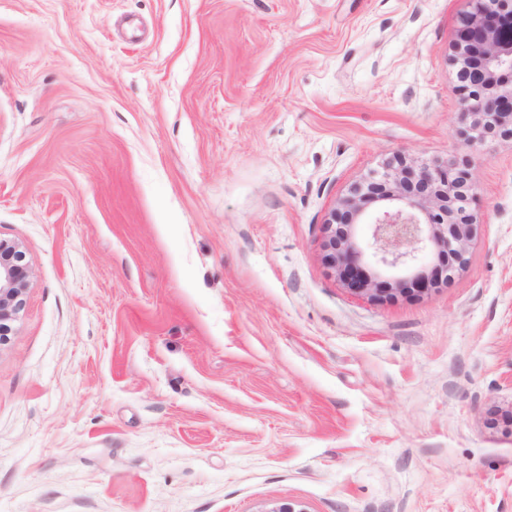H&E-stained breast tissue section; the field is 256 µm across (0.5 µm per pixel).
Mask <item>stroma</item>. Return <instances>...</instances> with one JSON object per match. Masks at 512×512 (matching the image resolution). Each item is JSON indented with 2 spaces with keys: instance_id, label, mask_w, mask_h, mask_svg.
<instances>
[{
  "instance_id": "1",
  "label": "stroma",
  "mask_w": 512,
  "mask_h": 512,
  "mask_svg": "<svg viewBox=\"0 0 512 512\" xmlns=\"http://www.w3.org/2000/svg\"><path fill=\"white\" fill-rule=\"evenodd\" d=\"M463 0H0V512H512V139ZM467 165L449 282L342 287L324 224ZM463 2L453 44L455 64L464 66L458 107L474 139L486 140L512 122V1ZM486 117L493 122L482 126ZM23 252L15 244L0 241V334L8 330L22 307L20 298L27 287Z\"/></svg>"
}]
</instances>
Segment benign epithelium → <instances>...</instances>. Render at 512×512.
I'll use <instances>...</instances> for the list:
<instances>
[{
    "mask_svg": "<svg viewBox=\"0 0 512 512\" xmlns=\"http://www.w3.org/2000/svg\"><path fill=\"white\" fill-rule=\"evenodd\" d=\"M453 44L463 64L458 107L475 139L512 122V0H463ZM474 186L455 163L430 166L404 156L374 171L325 223V259L344 288L383 301L422 294L448 281L473 235ZM378 208L367 217L368 204ZM366 223L364 245L356 228ZM23 252L0 241V332L16 318L27 287Z\"/></svg>",
    "mask_w": 512,
    "mask_h": 512,
    "instance_id": "7a95c632",
    "label": "benign epithelium"
}]
</instances>
